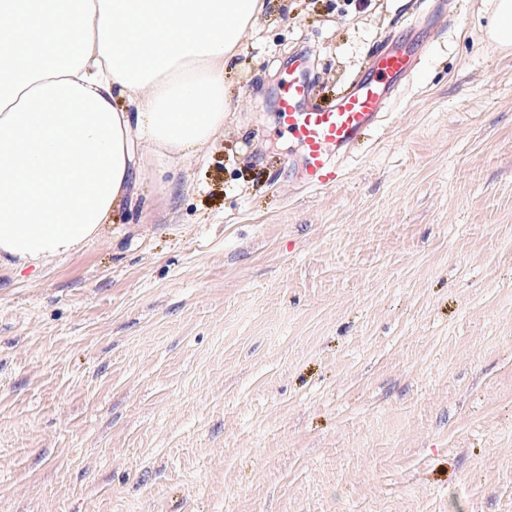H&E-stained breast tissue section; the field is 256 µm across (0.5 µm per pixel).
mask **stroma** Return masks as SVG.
I'll list each match as a JSON object with an SVG mask.
<instances>
[{
  "mask_svg": "<svg viewBox=\"0 0 512 512\" xmlns=\"http://www.w3.org/2000/svg\"><path fill=\"white\" fill-rule=\"evenodd\" d=\"M494 0H272L224 134L102 238L0 266V512H512V52ZM425 44L311 191L275 101ZM486 35L497 47L508 50L512 47V1L497 0L486 25Z\"/></svg>",
  "mask_w": 512,
  "mask_h": 512,
  "instance_id": "1",
  "label": "stroma"
}]
</instances>
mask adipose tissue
<instances>
[{"instance_id":"obj_1","label":"adipose tissue","mask_w":512,"mask_h":512,"mask_svg":"<svg viewBox=\"0 0 512 512\" xmlns=\"http://www.w3.org/2000/svg\"><path fill=\"white\" fill-rule=\"evenodd\" d=\"M264 0H0V264L102 237L136 144L173 164L224 132V67ZM125 98L130 109H121Z\"/></svg>"}]
</instances>
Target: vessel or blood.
<instances>
[{
  "mask_svg": "<svg viewBox=\"0 0 512 512\" xmlns=\"http://www.w3.org/2000/svg\"><path fill=\"white\" fill-rule=\"evenodd\" d=\"M419 58L418 52L403 46L380 50L367 75L324 108L312 100L306 54L294 57L279 88L276 108L279 132L300 151L304 186L322 190L336 184L343 161L381 127Z\"/></svg>",
  "mask_w": 512,
  "mask_h": 512,
  "instance_id": "vessel-or-blood-1",
  "label": "vessel or blood"
}]
</instances>
